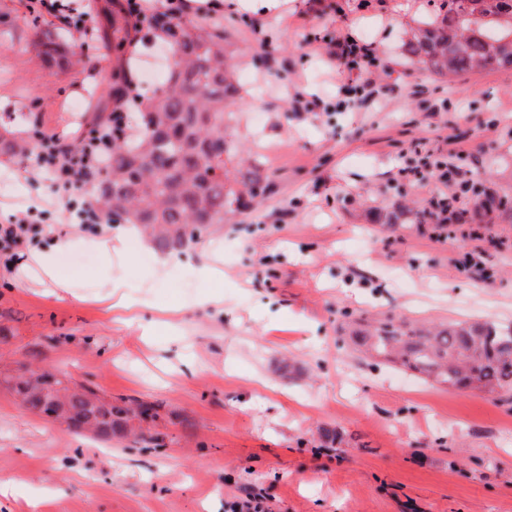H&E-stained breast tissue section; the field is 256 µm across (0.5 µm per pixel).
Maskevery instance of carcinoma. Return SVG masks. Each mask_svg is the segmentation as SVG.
Segmentation results:
<instances>
[{
  "instance_id": "carcinoma-1",
  "label": "carcinoma",
  "mask_w": 512,
  "mask_h": 512,
  "mask_svg": "<svg viewBox=\"0 0 512 512\" xmlns=\"http://www.w3.org/2000/svg\"><path fill=\"white\" fill-rule=\"evenodd\" d=\"M482 2L489 14L512 10V0H441L433 20L411 31L405 44L411 60L442 77L512 67V27L488 21L496 28L492 43L484 26L469 30V15ZM163 35L173 48L163 95L142 96L138 131L112 139L104 172L74 196L86 204L85 194H91L103 220L137 226L158 251L171 253L195 241L186 234L188 225L224 223V215L249 206L244 196L251 188L269 181L254 165L227 170L224 155L231 147L226 143L221 150L212 140L224 132V111L240 97L234 66L224 54V32L206 31L178 16L168 20ZM135 36L134 21L121 15L104 32L103 47L119 53ZM127 93L120 62L112 69V87L85 118L86 133L108 123ZM34 148L25 138L0 133V153L25 157ZM468 192L476 197L479 220L512 219L511 196L489 195L476 182ZM351 340L377 365L392 363L448 388L512 401L511 327L479 320L426 327L386 318L355 331ZM16 392L28 409L45 415L60 411L77 426H93L101 437L127 420L126 406L107 402L86 386L72 391L51 372L30 371Z\"/></svg>"
}]
</instances>
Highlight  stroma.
Segmentation results:
<instances>
[{
  "label": "stroma",
  "mask_w": 512,
  "mask_h": 512,
  "mask_svg": "<svg viewBox=\"0 0 512 512\" xmlns=\"http://www.w3.org/2000/svg\"><path fill=\"white\" fill-rule=\"evenodd\" d=\"M0 13V130L78 131L76 105L108 90L114 54L60 20L33 24L25 0H0ZM434 13L433 0L219 10L241 87L224 137L274 189L164 269L141 261L156 252L141 237L104 268L84 242L97 227L73 225L50 173L0 155V207L20 215L40 201L69 239L50 275L0 267V512H224L244 487L269 512H512V404L372 367L339 338L359 318L512 325V222L437 242L433 225L385 221L425 210L439 188L399 175L417 148H461L467 177L512 195V68L447 80L412 65L405 33ZM339 33L379 56L385 102L293 111L296 91L338 96L304 45ZM477 246L483 270L458 271ZM211 262L221 275L200 276ZM113 274L150 335L104 310ZM24 365L158 417L109 441L75 435L15 395Z\"/></svg>",
  "instance_id": "obj_1"
}]
</instances>
